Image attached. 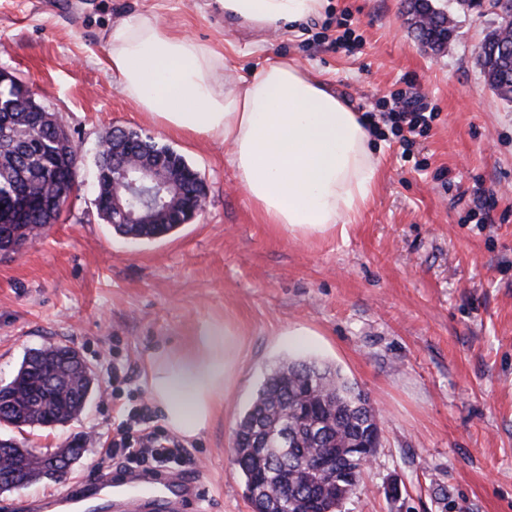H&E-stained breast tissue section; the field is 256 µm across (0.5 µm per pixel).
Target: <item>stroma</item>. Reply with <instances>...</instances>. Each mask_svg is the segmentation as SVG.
I'll list each match as a JSON object with an SVG mask.
<instances>
[{
	"label": "stroma",
	"instance_id": "stroma-1",
	"mask_svg": "<svg viewBox=\"0 0 512 512\" xmlns=\"http://www.w3.org/2000/svg\"><path fill=\"white\" fill-rule=\"evenodd\" d=\"M135 14L219 51L233 43L235 74L293 59L354 108L415 81L436 118L409 158L394 136L372 137L376 189L346 234L292 236L264 223L223 141L166 131L123 94L107 36ZM340 17L363 38L349 52L326 42ZM455 19L450 51L436 54L408 29L403 0H326L293 31L227 25L217 0H0V70L57 113L81 155L60 220L22 255L0 254V381L30 350L63 343L99 385L68 425L21 433L26 446L95 432L70 477L91 474L114 426L148 404L149 360L227 320L242 333L235 387L184 443L206 473L201 512H252L234 432L286 357L335 365L379 411L381 444L342 512H512V104L476 64L496 15ZM116 127L151 134L201 173V217L134 241L98 216L95 153ZM479 187L498 199L493 223L480 221ZM116 364L127 371L117 382Z\"/></svg>",
	"mask_w": 512,
	"mask_h": 512
}]
</instances>
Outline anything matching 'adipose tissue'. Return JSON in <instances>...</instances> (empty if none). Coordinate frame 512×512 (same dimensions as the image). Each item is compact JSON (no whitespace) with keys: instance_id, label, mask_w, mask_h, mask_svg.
<instances>
[{"instance_id":"obj_1","label":"adipose tissue","mask_w":512,"mask_h":512,"mask_svg":"<svg viewBox=\"0 0 512 512\" xmlns=\"http://www.w3.org/2000/svg\"><path fill=\"white\" fill-rule=\"evenodd\" d=\"M220 2L227 24L260 29L305 22L324 7V0ZM108 64L158 126L224 141L265 223L324 235L356 223L374 194L378 163L358 112L288 58L230 80L221 75L225 56L212 45L140 14L111 30ZM240 350L230 323H211L191 347L151 359L148 397L172 432L191 439L210 423L234 385Z\"/></svg>"}]
</instances>
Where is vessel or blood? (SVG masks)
<instances>
[{
  "mask_svg": "<svg viewBox=\"0 0 512 512\" xmlns=\"http://www.w3.org/2000/svg\"><path fill=\"white\" fill-rule=\"evenodd\" d=\"M202 497L200 476L160 472L137 478L116 468L81 483L67 484L51 500L21 501L16 508L18 512H92L107 502L145 498L157 512H195Z\"/></svg>",
  "mask_w": 512,
  "mask_h": 512,
  "instance_id": "obj_1",
  "label": "vessel or blood"
}]
</instances>
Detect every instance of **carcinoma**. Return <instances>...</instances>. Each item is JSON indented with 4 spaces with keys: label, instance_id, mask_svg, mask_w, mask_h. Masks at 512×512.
<instances>
[{
    "label": "carcinoma",
    "instance_id": "obj_1",
    "mask_svg": "<svg viewBox=\"0 0 512 512\" xmlns=\"http://www.w3.org/2000/svg\"><path fill=\"white\" fill-rule=\"evenodd\" d=\"M405 15L428 18L414 29L419 43H431L441 51L450 45L455 24L450 14L434 8L431 0H407ZM512 39L501 42L497 29L479 46V56L493 63V91L512 103ZM5 108L0 110V200L31 188L48 191L46 177L73 180L77 151L71 164L59 161L64 130L44 122L32 111L27 85L12 81L0 87ZM15 232L35 240L42 235L44 216L36 211L13 216ZM178 228L176 224H115L116 233L132 239H158ZM40 361L26 356L0 393L25 390L19 408L7 420L23 427L55 428L78 417L87 400L98 391L92 375L70 374L67 346L43 348ZM288 430V456H283L280 435ZM379 431L378 412L367 395L335 366L318 360L290 358L264 379L251 405L240 416L234 437V464L244 494L254 512H340L354 493L375 449L347 455L354 440H367ZM266 437V456L253 453L252 440ZM325 448L336 449V473L323 477L309 462ZM33 480H40L41 458H73L71 448H37Z\"/></svg>",
    "mask_w": 512,
    "mask_h": 512
}]
</instances>
